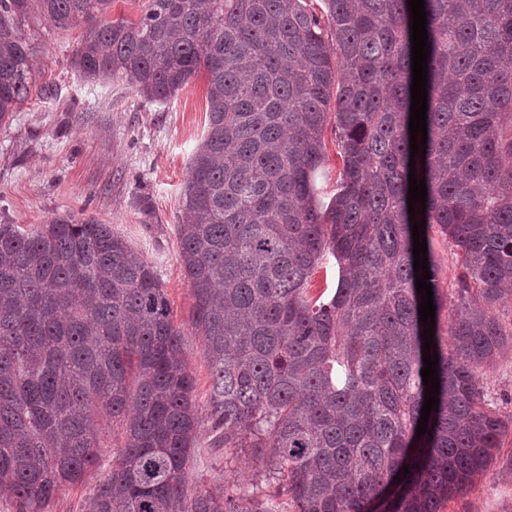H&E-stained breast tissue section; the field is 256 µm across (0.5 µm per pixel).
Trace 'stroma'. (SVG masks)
Instances as JSON below:
<instances>
[{
	"label": "stroma",
	"instance_id": "1",
	"mask_svg": "<svg viewBox=\"0 0 512 512\" xmlns=\"http://www.w3.org/2000/svg\"><path fill=\"white\" fill-rule=\"evenodd\" d=\"M85 29L37 18L31 35L39 88L0 124V224L34 226L67 211H84L128 240L156 269L175 323L183 330L200 408L212 376L203 339L191 325L193 299L183 271L177 225L184 217L188 162L206 127V85L192 79L174 97L151 102L125 79L83 81L71 65ZM503 419L512 420V348L483 378ZM261 464L250 449L232 464L212 448L202 427L189 471L191 486L255 483ZM441 512H512V428L498 459Z\"/></svg>",
	"mask_w": 512,
	"mask_h": 512
}]
</instances>
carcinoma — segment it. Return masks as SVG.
<instances>
[{
    "mask_svg": "<svg viewBox=\"0 0 512 512\" xmlns=\"http://www.w3.org/2000/svg\"><path fill=\"white\" fill-rule=\"evenodd\" d=\"M312 2L145 0L136 20L101 21L112 0H0V123L36 86V12L86 23L73 65L88 82L120 76L164 102L205 73L179 256L212 371L213 443L226 464L251 449L269 486L191 491L202 420L157 271L110 225L65 213L0 224V497L17 512H44L101 469V412L120 446L83 512H441L496 462L508 424L482 372L512 345L497 311L512 293V0L424 2L414 174L427 200L412 220L409 0ZM329 127L341 172L324 206ZM422 222L440 388L419 435ZM435 225L463 269L446 342ZM331 258L336 290L314 298Z\"/></svg>",
    "mask_w": 512,
    "mask_h": 512,
    "instance_id": "cac0c4a2",
    "label": "carcinoma"
}]
</instances>
